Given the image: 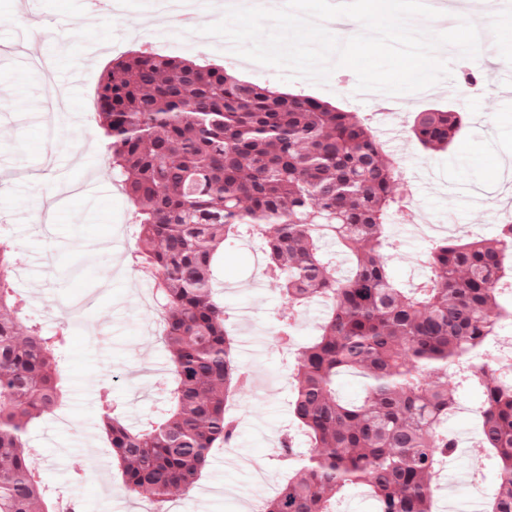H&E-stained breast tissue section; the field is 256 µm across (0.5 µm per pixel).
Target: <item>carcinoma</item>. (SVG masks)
I'll use <instances>...</instances> for the list:
<instances>
[{
    "label": "carcinoma",
    "instance_id": "1",
    "mask_svg": "<svg viewBox=\"0 0 512 512\" xmlns=\"http://www.w3.org/2000/svg\"><path fill=\"white\" fill-rule=\"evenodd\" d=\"M96 105L112 174L134 206L136 255L154 277L174 377L170 407L150 428L104 413L126 491L158 503L190 493L210 450L233 435L226 401L247 378L214 264L247 225L263 236L288 303H329L294 373L292 412L311 449L265 512H332L353 487L368 489L378 512H433L434 481L454 450L442 430L456 402L448 370L467 364L506 317L498 297L512 224L491 239L432 242L428 277L404 288L389 271L385 232L403 205L397 162L357 113L241 81L222 65L138 51L105 68ZM460 122L425 110L410 131L441 151ZM325 239L349 256L347 271L324 257ZM10 252L0 242V512H55L26 435L63 398L68 333L25 321ZM350 372L364 379L355 401L336 391ZM465 381L481 391V442L499 470L487 512H512V388L480 368Z\"/></svg>",
    "mask_w": 512,
    "mask_h": 512
}]
</instances>
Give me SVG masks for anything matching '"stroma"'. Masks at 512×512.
<instances>
[{"instance_id":"obj_1","label":"stroma","mask_w":512,"mask_h":512,"mask_svg":"<svg viewBox=\"0 0 512 512\" xmlns=\"http://www.w3.org/2000/svg\"><path fill=\"white\" fill-rule=\"evenodd\" d=\"M154 11L155 0H126L120 14L91 0H33L28 11L20 0H0V232L14 249L13 283L30 319L49 331L65 326L70 332L60 371L71 394L61 414L30 427L28 446L51 493L76 500L81 512H251L256 499H270L288 478L278 462L281 433L295 431L301 457L310 442L291 412L294 360L272 339L287 305L275 283L262 279L260 242L247 234L224 249L219 295L233 315L235 358L253 385L234 397L236 439L213 448L197 484L202 499L177 493L160 506L130 495L112 460L104 404L114 405L130 426L143 427L167 409L172 375L151 301L153 281L131 263L137 234L130 205L112 179L106 140L94 119L103 68L141 47L213 61L237 77L359 113L381 134L401 181L411 182L416 196L417 223L395 215L388 225L399 242L388 253L389 268L404 283L425 271L438 227L450 228L455 239H489L496 233L490 208L512 210V97L489 79L512 64V23L485 12L483 24L496 40L469 95L458 92L467 60L446 46L438 55L450 75L431 91L346 96L337 84L357 83L346 67L320 85L286 81L279 69L229 59L223 44L201 32L222 18L221 10L184 13L175 27L152 22ZM132 18L143 21L144 38L129 37ZM29 53L54 57L56 80L69 94L68 115L51 126L43 78L23 61ZM77 72L82 83L74 86L70 77ZM431 107L463 116L459 134L441 152L423 149L410 134L412 112ZM450 475L451 490H437L436 502L451 498L459 512H470L468 478L492 488L497 467L486 449L474 445L458 452Z\"/></svg>"}]
</instances>
